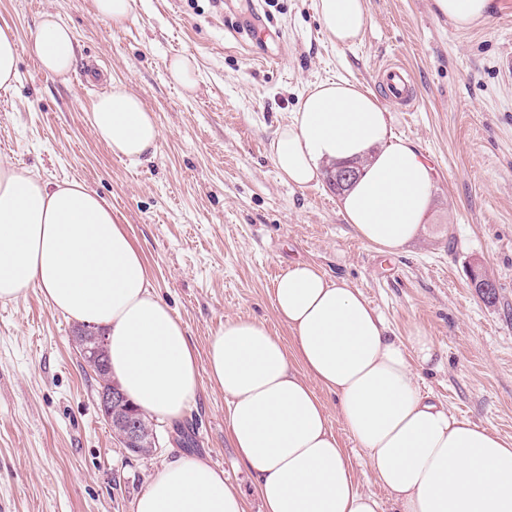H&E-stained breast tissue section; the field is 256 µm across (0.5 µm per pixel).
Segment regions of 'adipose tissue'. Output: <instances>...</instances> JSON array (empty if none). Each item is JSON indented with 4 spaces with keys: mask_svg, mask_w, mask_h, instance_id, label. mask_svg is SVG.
<instances>
[{
    "mask_svg": "<svg viewBox=\"0 0 512 512\" xmlns=\"http://www.w3.org/2000/svg\"><path fill=\"white\" fill-rule=\"evenodd\" d=\"M433 8L465 29L489 18L493 0H433ZM315 12L341 47L357 42L367 20L365 0H315ZM30 51L43 72L64 76L77 55L73 31L43 12ZM90 123L130 164L157 149L153 113L125 86L93 101ZM270 153L281 179L299 187L319 181L325 164L365 160L340 197L345 221L387 256L417 238L433 169L417 144L393 133L371 90L317 84L278 128ZM33 288L55 312L105 330L111 374L144 414L182 418L207 375L228 402L233 444L263 512H381L357 487L320 387L336 395L397 512H512V440L422 392L416 369L433 362L432 339L419 328L396 336L347 279L290 263L272 301L292 347L262 322L234 318L198 359L108 202L85 185H52L0 162V300ZM133 512H245V504L222 469L179 453L150 476Z\"/></svg>",
    "mask_w": 512,
    "mask_h": 512,
    "instance_id": "1",
    "label": "adipose tissue"
}]
</instances>
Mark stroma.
Wrapping results in <instances>:
<instances>
[{
	"instance_id": "1",
	"label": "stroma",
	"mask_w": 512,
	"mask_h": 512,
	"mask_svg": "<svg viewBox=\"0 0 512 512\" xmlns=\"http://www.w3.org/2000/svg\"><path fill=\"white\" fill-rule=\"evenodd\" d=\"M431 6L367 0L359 41L340 47L314 0H135L121 30L95 17L91 0H0V28L20 49L16 81L0 88V161L84 183L111 204L198 353L236 317L292 346L270 293L289 262L308 261L350 280L395 335L423 329L438 353L418 372L422 391L512 438V0H493L489 19L467 30ZM48 10L77 42L63 77L29 52ZM181 55L197 61L196 92L169 74ZM396 56L420 104L403 112L387 103L391 126L417 143L434 183L420 235L386 257L345 222L327 181L284 182L269 144L315 84L375 88L377 66ZM115 83L142 96L161 132L155 156L136 166L90 123L92 100ZM476 262L497 284L492 301L469 284ZM79 330L38 289L0 301V512H132L156 468L185 448L178 426L193 438L185 449L223 469L247 512H259L223 393L201 380L179 423L156 420L157 451L131 456L103 418L95 375L75 347ZM318 395L359 489L395 512L335 396Z\"/></svg>"
}]
</instances>
